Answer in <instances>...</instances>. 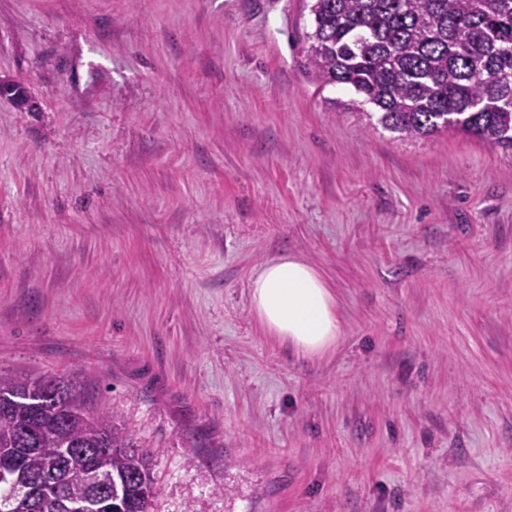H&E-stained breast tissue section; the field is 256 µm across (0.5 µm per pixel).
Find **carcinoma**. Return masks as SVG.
<instances>
[{"label":"carcinoma","instance_id":"cac0c4a2","mask_svg":"<svg viewBox=\"0 0 512 512\" xmlns=\"http://www.w3.org/2000/svg\"><path fill=\"white\" fill-rule=\"evenodd\" d=\"M312 68L410 138L512 149V0H310ZM0 92L21 107V83ZM153 454L49 375H0V512H150Z\"/></svg>","mask_w":512,"mask_h":512}]
</instances>
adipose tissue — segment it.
<instances>
[{
	"label": "adipose tissue",
	"mask_w": 512,
	"mask_h": 512,
	"mask_svg": "<svg viewBox=\"0 0 512 512\" xmlns=\"http://www.w3.org/2000/svg\"><path fill=\"white\" fill-rule=\"evenodd\" d=\"M249 294L260 322L300 354L323 352L341 333L331 288L299 256L285 254L266 263L252 280Z\"/></svg>",
	"instance_id": "1"
}]
</instances>
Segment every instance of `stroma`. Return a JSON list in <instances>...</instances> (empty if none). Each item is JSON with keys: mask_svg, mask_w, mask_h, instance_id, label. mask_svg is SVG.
<instances>
[{"mask_svg": "<svg viewBox=\"0 0 512 512\" xmlns=\"http://www.w3.org/2000/svg\"><path fill=\"white\" fill-rule=\"evenodd\" d=\"M307 0H0V374L155 454L151 512H512V151L319 81ZM342 335L256 320L283 254ZM249 294L260 322L300 354L323 352L341 333L331 288L297 255L285 254L266 263L252 280Z\"/></svg>", "mask_w": 512, "mask_h": 512, "instance_id": "obj_1", "label": "stroma"}]
</instances>
